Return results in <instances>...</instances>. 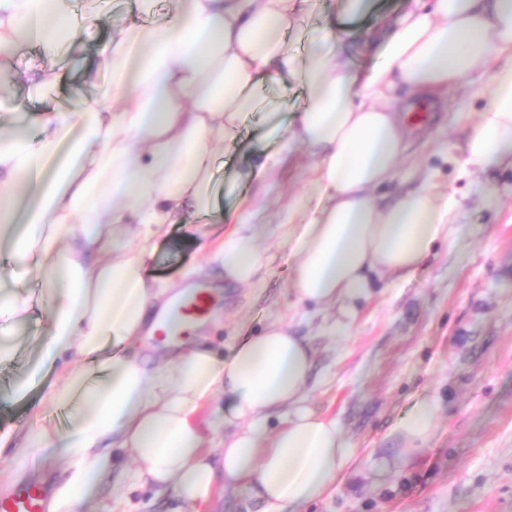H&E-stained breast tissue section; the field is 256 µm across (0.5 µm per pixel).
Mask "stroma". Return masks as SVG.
Returning a JSON list of instances; mask_svg holds the SVG:
<instances>
[{
	"label": "stroma",
	"instance_id": "stroma-1",
	"mask_svg": "<svg viewBox=\"0 0 512 512\" xmlns=\"http://www.w3.org/2000/svg\"><path fill=\"white\" fill-rule=\"evenodd\" d=\"M406 0H371L368 11L345 13L340 0H305L284 39L298 55L324 35L350 28L384 39L385 21L397 19ZM84 32L72 44L49 92L37 84L46 65L43 48L18 53L25 74L14 87L11 106L26 119L61 104L79 107L97 85L108 81L100 46L119 22L164 24L168 7L159 0L143 17L134 0H75ZM484 81L474 76L443 95L435 112L408 141L394 188L428 183L453 200L448 238L432 249L414 278L380 280L357 308L351 333L323 329L322 314L298 307L291 293L288 254L277 217L311 189L314 156L303 147L268 176L249 168L258 155L280 150L304 105L294 80L279 76L254 94V109L242 120L241 135L226 146L215 181L218 208L192 229H175L161 242L150 268L160 280L185 284L188 272L207 260L202 244L228 231L254 194L269 203L259 248L270 260L251 287L221 291L217 319L184 332L182 340L226 353L274 318L293 324L316 351L314 376L304 391L308 406L336 417L353 452L325 495L306 512H512V168L473 172L464 163L467 131L485 105ZM32 299L31 312L17 327L18 348L0 365V492L27 479L56 489L69 465L62 451L49 450L36 466L20 469L15 459L33 427L68 428L85 410L82 399L65 408L44 402L47 389L62 384L59 370L43 367L21 399L12 386L37 362L49 329L42 287L35 273L19 276ZM440 404L437 426L424 450L404 452L396 435L400 419L423 396ZM89 512H185L174 495H156L109 474L99 483Z\"/></svg>",
	"mask_w": 512,
	"mask_h": 512
}]
</instances>
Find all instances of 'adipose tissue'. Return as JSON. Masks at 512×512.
I'll return each instance as SVG.
<instances>
[{
    "instance_id": "1",
    "label": "adipose tissue",
    "mask_w": 512,
    "mask_h": 512,
    "mask_svg": "<svg viewBox=\"0 0 512 512\" xmlns=\"http://www.w3.org/2000/svg\"><path fill=\"white\" fill-rule=\"evenodd\" d=\"M298 0H173L168 21L121 28L100 49L112 79L81 107L40 117V138L23 126L0 127V251L13 264H35L49 310L45 361L65 380L55 406L83 399L86 410L63 431L27 434V463L49 449L72 460L54 512H82L112 457L133 459L134 481L173 490L188 507L217 483L257 501L260 512H298L319 500L351 449L336 419L303 403L314 365L309 341L275 321L236 345L229 357L182 347L165 365L138 356L99 364L110 343H134L153 306L163 328L187 289L148 280L145 266L174 225L213 207V169L240 135L252 90L292 76L307 104L283 144L317 155L312 192L288 209L283 242L297 303L339 308L330 327L348 334L357 305L379 278L412 276L448 235L447 201L429 188L382 203L405 151L406 116L392 101L443 90L484 74L486 104L465 144V163L483 172L512 164V0H415L391 26L372 69L358 71L328 34L305 56L282 39ZM77 29L71 0H0V71L27 44L52 58L67 54L52 21ZM211 245L209 262L227 283L252 285L265 263L258 247L265 208ZM15 281L0 278V363L12 359L11 329L28 313ZM223 402L229 426L218 453L205 448L199 412ZM288 416L276 429L269 418ZM439 405L418 400L400 422L409 450H421Z\"/></svg>"
}]
</instances>
